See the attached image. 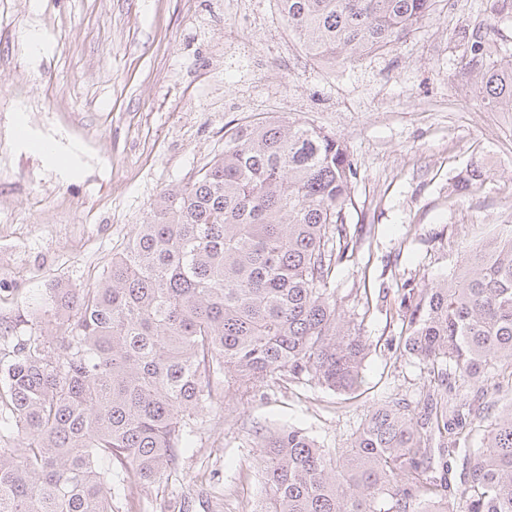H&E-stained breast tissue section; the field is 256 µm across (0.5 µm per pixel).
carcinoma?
<instances>
[{"label":"carcinoma","instance_id":"1","mask_svg":"<svg viewBox=\"0 0 512 512\" xmlns=\"http://www.w3.org/2000/svg\"><path fill=\"white\" fill-rule=\"evenodd\" d=\"M437 0H278L320 64L355 61L407 37ZM496 24L473 34L469 70L493 112H512V49ZM494 46L489 59L485 47ZM356 170L313 126L258 119L224 132V153L165 193L92 288H57L50 341L29 337L0 368V512H113V469L148 485L188 447L212 377L306 375L356 391L368 351L330 281L349 246ZM404 349L438 385L512 364V242L466 254L459 272L409 289ZM467 411L428 395L372 406L347 448L303 430L263 436L259 512H512V408L448 485ZM442 435L432 447V433Z\"/></svg>","mask_w":512,"mask_h":512}]
</instances>
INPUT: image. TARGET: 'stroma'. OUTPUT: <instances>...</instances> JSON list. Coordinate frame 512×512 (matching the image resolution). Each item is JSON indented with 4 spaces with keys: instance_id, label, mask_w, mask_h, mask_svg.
Listing matches in <instances>:
<instances>
[{
    "instance_id": "obj_1",
    "label": "stroma",
    "mask_w": 512,
    "mask_h": 512,
    "mask_svg": "<svg viewBox=\"0 0 512 512\" xmlns=\"http://www.w3.org/2000/svg\"><path fill=\"white\" fill-rule=\"evenodd\" d=\"M492 8L437 0L390 49L317 66L276 0H0V356L49 334L50 313L27 322L28 308L102 278L150 204L223 152L225 130L287 116L334 136L356 171L330 287L369 344L361 390L285 373L245 392L216 380L176 468L149 485L117 473L114 512H255L268 431L345 448L374 404L423 414L433 384L402 353L404 293L512 240V115L474 87L464 37L493 21L512 44V16ZM448 401L477 406L459 445L481 447L512 405V366L453 382Z\"/></svg>"
}]
</instances>
